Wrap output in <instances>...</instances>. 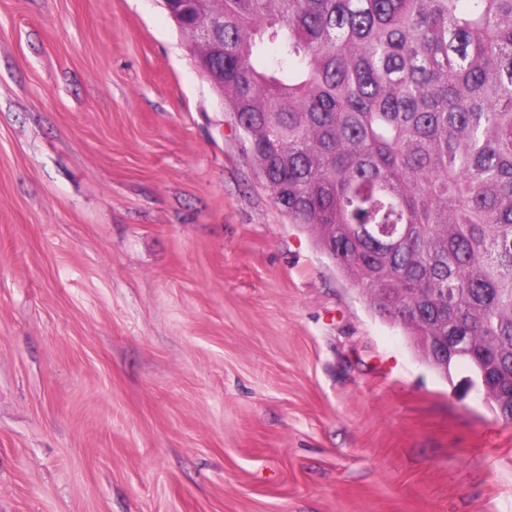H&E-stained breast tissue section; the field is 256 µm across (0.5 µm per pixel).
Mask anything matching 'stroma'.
Instances as JSON below:
<instances>
[{
	"label": "stroma",
	"mask_w": 512,
	"mask_h": 512,
	"mask_svg": "<svg viewBox=\"0 0 512 512\" xmlns=\"http://www.w3.org/2000/svg\"><path fill=\"white\" fill-rule=\"evenodd\" d=\"M272 203L161 0H0V512H512V423Z\"/></svg>",
	"instance_id": "1"
}]
</instances>
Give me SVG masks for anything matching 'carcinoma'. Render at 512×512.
I'll use <instances>...</instances> for the list:
<instances>
[{
  "mask_svg": "<svg viewBox=\"0 0 512 512\" xmlns=\"http://www.w3.org/2000/svg\"><path fill=\"white\" fill-rule=\"evenodd\" d=\"M181 5L276 207L512 420V0Z\"/></svg>",
  "mask_w": 512,
  "mask_h": 512,
  "instance_id": "carcinoma-1",
  "label": "carcinoma"
}]
</instances>
